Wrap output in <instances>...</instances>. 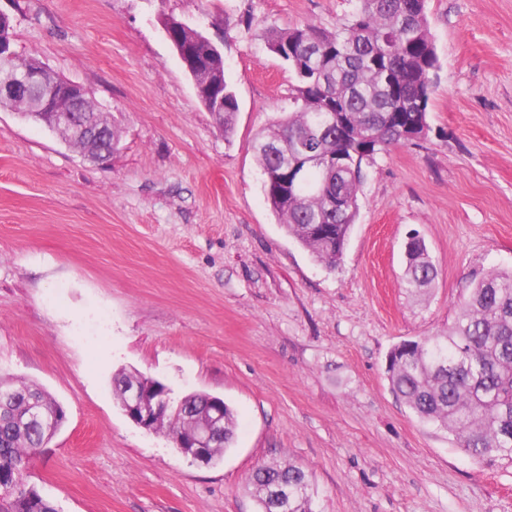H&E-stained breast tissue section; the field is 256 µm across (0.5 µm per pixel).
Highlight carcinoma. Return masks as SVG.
Listing matches in <instances>:
<instances>
[{
    "label": "carcinoma",
    "mask_w": 512,
    "mask_h": 512,
    "mask_svg": "<svg viewBox=\"0 0 512 512\" xmlns=\"http://www.w3.org/2000/svg\"><path fill=\"white\" fill-rule=\"evenodd\" d=\"M426 0H357L334 32L304 23L269 31V50L295 74L296 109L275 120L255 141L267 203L289 236L329 269L342 261L359 213L362 162L404 141L402 128L427 126L438 57L425 13ZM177 38L201 65L200 89L214 83L224 93V135L234 131L239 102L212 41L185 27ZM337 108L346 126L323 127L319 114ZM349 159L344 167L313 166L300 191H290L278 172L302 146ZM438 271L426 243L406 265L404 287L422 292ZM448 333L403 340L389 352L392 391L423 423L452 436L482 465L512 466V270H492L475 281L460 302ZM61 405L26 383L0 380V472L15 480L0 490V512H58L27 480L46 445V429ZM208 424L207 394L184 397L155 420L154 430L173 438ZM224 431L213 444L217 460L234 441V412L224 406ZM257 512H315L305 471L292 463L260 465L248 478Z\"/></svg>",
    "instance_id": "1"
}]
</instances>
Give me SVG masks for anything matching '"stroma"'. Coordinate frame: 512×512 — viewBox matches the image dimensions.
<instances>
[{
  "label": "stroma",
  "mask_w": 512,
  "mask_h": 512,
  "mask_svg": "<svg viewBox=\"0 0 512 512\" xmlns=\"http://www.w3.org/2000/svg\"><path fill=\"white\" fill-rule=\"evenodd\" d=\"M355 0H0L19 58L90 87L122 132L91 163L0 109V378L67 414L30 469L59 512H256L247 479L292 462L317 512H512V467H484L392 392L391 348L447 330L470 282L512 268V0H427L440 61L429 131L363 166L336 269L289 236L251 145L295 108L269 27H341ZM224 55L232 135L200 104L160 13ZM438 276L404 288L409 232ZM137 370L173 399L220 396L213 465L123 412Z\"/></svg>",
  "instance_id": "35a3bbf8"
}]
</instances>
